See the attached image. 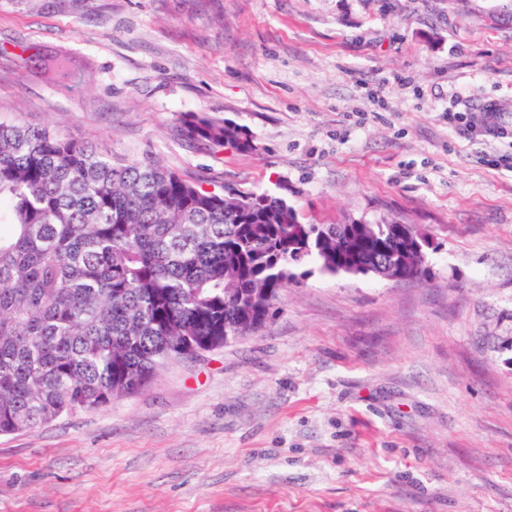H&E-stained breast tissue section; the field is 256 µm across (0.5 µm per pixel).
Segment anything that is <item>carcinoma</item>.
I'll use <instances>...</instances> for the list:
<instances>
[{
  "mask_svg": "<svg viewBox=\"0 0 512 512\" xmlns=\"http://www.w3.org/2000/svg\"><path fill=\"white\" fill-rule=\"evenodd\" d=\"M31 69L40 50L20 47ZM176 134L215 152L254 149L240 126L185 114ZM410 224H304L281 197L219 195L156 161L0 122V435L97 411L167 361L262 326L294 269L404 259Z\"/></svg>",
  "mask_w": 512,
  "mask_h": 512,
  "instance_id": "1",
  "label": "carcinoma"
}]
</instances>
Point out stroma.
<instances>
[{
	"label": "stroma",
	"mask_w": 512,
	"mask_h": 512,
	"mask_svg": "<svg viewBox=\"0 0 512 512\" xmlns=\"http://www.w3.org/2000/svg\"><path fill=\"white\" fill-rule=\"evenodd\" d=\"M472 2L0 0V121L432 244L426 279L311 270L257 330L0 435V512H512V142L446 119L512 102V23ZM191 112L253 151L180 140ZM448 125L452 126L460 136L465 139H478L481 138H492V139H503L512 138L510 133L509 137L504 135L497 136L494 129L490 124L482 120L479 123H474L471 118L465 116L464 112H450L447 114Z\"/></svg>",
	"instance_id": "obj_1"
}]
</instances>
